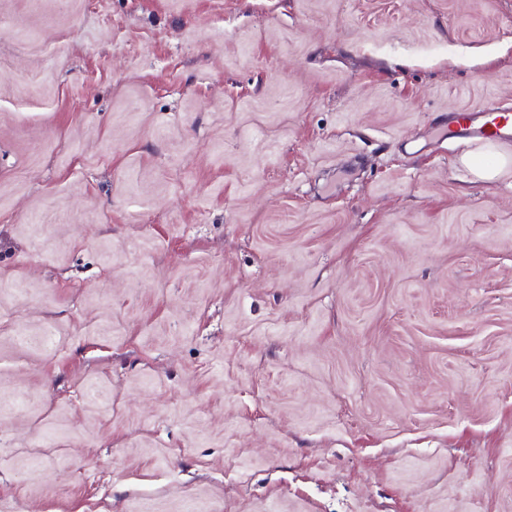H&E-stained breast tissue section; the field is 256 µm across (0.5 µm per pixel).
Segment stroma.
<instances>
[{
    "mask_svg": "<svg viewBox=\"0 0 512 512\" xmlns=\"http://www.w3.org/2000/svg\"><path fill=\"white\" fill-rule=\"evenodd\" d=\"M512 0H0V512H512ZM448 134L475 143L488 138L511 140V109L492 103L476 112H454L449 118ZM497 149L498 147L488 146L487 148L468 151L462 155L461 162L477 179L493 181L512 164V153L510 155L506 152L497 151ZM491 151L496 157V163L489 166L484 162V159L486 154Z\"/></svg>",
    "mask_w": 512,
    "mask_h": 512,
    "instance_id": "stroma-1",
    "label": "stroma"
}]
</instances>
